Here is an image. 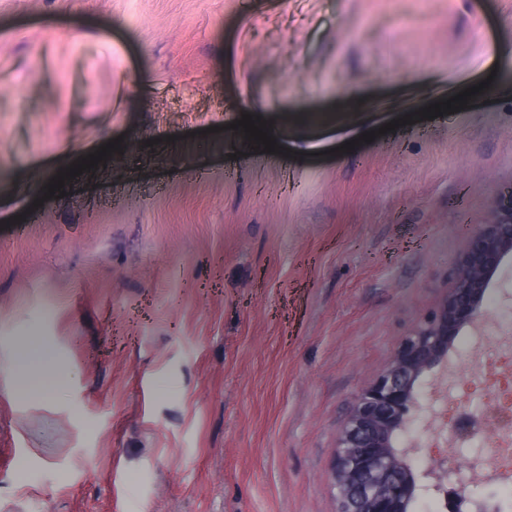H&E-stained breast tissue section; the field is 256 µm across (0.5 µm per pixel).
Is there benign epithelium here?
Segmentation results:
<instances>
[{
    "instance_id": "benign-epithelium-1",
    "label": "benign epithelium",
    "mask_w": 512,
    "mask_h": 512,
    "mask_svg": "<svg viewBox=\"0 0 512 512\" xmlns=\"http://www.w3.org/2000/svg\"><path fill=\"white\" fill-rule=\"evenodd\" d=\"M511 255L512 190L497 195L490 218L477 225L437 311L406 336L358 392L339 429L332 467L337 512H412L422 495L444 483L456 500L473 504L476 512L483 509L470 499L478 485L475 465L462 473L455 454L420 475L411 470L407 459L420 444L408 429L427 409L429 398L422 392L426 381L450 373L449 357L459 332L466 328L481 334L489 318L484 300L492 276ZM486 418L483 408L461 406L450 427L451 440L467 439Z\"/></svg>"
}]
</instances>
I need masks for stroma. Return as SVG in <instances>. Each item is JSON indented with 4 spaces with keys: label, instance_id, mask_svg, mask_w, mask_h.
I'll return each instance as SVG.
<instances>
[{
    "label": "stroma",
    "instance_id": "35a3bbf8",
    "mask_svg": "<svg viewBox=\"0 0 512 512\" xmlns=\"http://www.w3.org/2000/svg\"><path fill=\"white\" fill-rule=\"evenodd\" d=\"M492 74L512 0H0V362L65 371L0 374V512H336L356 394L512 187V96L421 115ZM508 291L510 257L414 472L457 402L512 403ZM49 362L36 349L23 359H10L1 364L2 374H7L15 392L21 394L44 393L48 388Z\"/></svg>",
    "mask_w": 512,
    "mask_h": 512
}]
</instances>
